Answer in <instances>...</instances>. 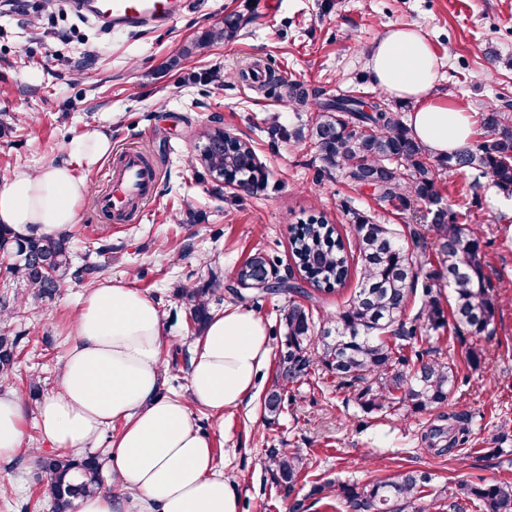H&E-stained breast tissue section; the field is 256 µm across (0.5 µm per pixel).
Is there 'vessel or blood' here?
Segmentation results:
<instances>
[{"mask_svg": "<svg viewBox=\"0 0 512 512\" xmlns=\"http://www.w3.org/2000/svg\"><path fill=\"white\" fill-rule=\"evenodd\" d=\"M187 0H90V16L104 26L163 28L181 15ZM156 170L143 150L127 146L113 155L108 184L96 198L103 215L123 220L148 199Z\"/></svg>", "mask_w": 512, "mask_h": 512, "instance_id": "b4317fda", "label": "vessel or blood"}]
</instances>
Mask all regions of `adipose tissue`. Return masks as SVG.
Segmentation results:
<instances>
[{"label":"adipose tissue","mask_w":512,"mask_h":512,"mask_svg":"<svg viewBox=\"0 0 512 512\" xmlns=\"http://www.w3.org/2000/svg\"><path fill=\"white\" fill-rule=\"evenodd\" d=\"M369 69L379 88L413 103L408 125L430 151L444 156L468 145L473 129L467 112L430 97L438 64L418 32L388 30L371 50ZM111 153L112 131L98 126L74 136L47 165L15 168L0 183V224L21 237L69 230L91 193L85 172ZM70 334L57 388L38 407L44 441L78 456L94 448L107 427H119L112 436V473L121 494L85 498L80 512H239V495L217 467L212 438L197 427L189 406L220 416L244 402L270 358L263 322L238 308L214 316L194 348L183 399L160 393L161 314L131 285L98 281ZM22 422L20 396L1 388L0 458L21 447Z\"/></svg>","instance_id":"adipose-tissue-1"}]
</instances>
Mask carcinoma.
Segmentation results:
<instances>
[{
	"mask_svg": "<svg viewBox=\"0 0 512 512\" xmlns=\"http://www.w3.org/2000/svg\"><path fill=\"white\" fill-rule=\"evenodd\" d=\"M251 23L241 15L224 17V26L205 34L198 46L235 41ZM268 77L259 89L278 94L292 106L315 107L308 137L318 158L328 169H337L358 187L373 188L376 199L397 212L426 210L424 231H413L420 243L429 234L435 239L439 264L428 267L422 255L385 224H376L360 211L350 209L360 265V284L342 309L326 315L296 300L284 313L285 350L281 351L272 386L263 399L266 421L274 423L293 401V387L310 379L311 371L324 367L341 384L359 387L357 400L367 412L383 409L428 414L445 407L457 385L454 361L439 352L433 334L452 326L457 336H481L489 332L495 314L490 280L485 272L479 225L482 203L477 194L454 210L441 205L437 187L439 172L470 175L474 183L486 179L512 194V106L489 104L477 116V138L465 148L432 159L416 139L402 113L380 94L356 96L349 91L326 95L276 75L260 60L239 72L248 81L256 68ZM209 172L224 171L227 182L258 186L253 150L240 139L224 141L205 158ZM0 253L9 257L7 270L13 278L52 301L65 287L66 278L82 279L96 270L85 266L71 270L69 238L64 236L19 237L0 225ZM291 254L305 283L320 293L343 289L351 275L350 255L342 235L324 216H311L292 228ZM272 263L261 253L238 267L234 278L264 279ZM452 299L443 306L444 288ZM220 284L198 288L178 298L185 301L186 320L196 332L205 330L211 318L210 302ZM420 297L416 314L406 313L408 301ZM23 317L17 297L0 298V317ZM24 336L0 330V377L14 378ZM452 424L433 426L424 438L426 451L442 456L468 443V428ZM46 475L43 495L53 512H74L77 502L103 489L100 463L94 457L77 459L46 455L37 457ZM266 469L277 488L286 493L306 480L309 459L288 448H270ZM431 475L401 469L361 488L331 479L312 482L309 496L336 494L351 512H434V501H425ZM459 495L476 503L482 512H512V482H465Z\"/></svg>",
	"mask_w": 512,
	"mask_h": 512,
	"instance_id": "1",
	"label": "carcinoma"
}]
</instances>
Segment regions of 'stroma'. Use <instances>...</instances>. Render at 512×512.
I'll return each mask as SVG.
<instances>
[{
  "label": "stroma",
  "instance_id": "1",
  "mask_svg": "<svg viewBox=\"0 0 512 512\" xmlns=\"http://www.w3.org/2000/svg\"><path fill=\"white\" fill-rule=\"evenodd\" d=\"M38 3L23 0L21 12L0 21V181L16 166L35 168L61 154L71 136L99 125L111 126L113 148L147 152L158 171L153 198L123 224L101 216L93 199L83 200L80 221L69 231L72 264L100 266L101 277L130 280L155 300L167 361L196 344L179 311L178 289L220 282L212 313L241 308L267 326L273 359L255 392L220 417L190 407L196 424L213 437L214 456L240 495L241 512H289L300 499L305 512H347L339 497H310L309 485L289 495L276 488L264 465L269 448L298 450L310 459L314 477L360 487L401 467L429 472L426 492L445 503L444 512H476L472 503L457 502L460 481L512 480L511 196L485 180L470 188L459 174L441 175L438 183L449 201L463 203L473 190L483 200L481 238L496 301L489 335L450 339L461 378L447 410L469 428L467 449L429 454L424 435L438 418L364 413L356 387L338 384L321 369L296 391L285 416L267 423L263 397L285 344L281 318L289 297L229 291L236 269L260 251L274 258L276 278L300 281L289 237L292 224L310 216H326L348 241L350 208L403 235L416 222L326 169L309 140H271V125L307 128L314 108L265 95L238 79V70L260 59L309 88L373 94L370 49L388 28L411 26L438 61L433 96L474 116L497 98L512 101V0H272L263 12L257 0H190L168 31L116 36L73 12H38ZM233 13L251 18L239 39L200 47L205 33ZM216 124L252 145L267 175L263 187L237 190L196 161L198 142ZM104 242L111 243V256L99 254ZM89 285L71 280L54 301L29 299V317L13 324L24 335L15 390L25 404V436L12 460L0 462V512H20L29 501L37 503L36 512H51L38 494L43 480L34 451L45 445L39 401L24 378L30 364L41 363L45 387L53 389ZM473 344L484 353L477 368L466 363Z\"/></svg>",
  "mask_w": 512,
  "mask_h": 512
}]
</instances>
